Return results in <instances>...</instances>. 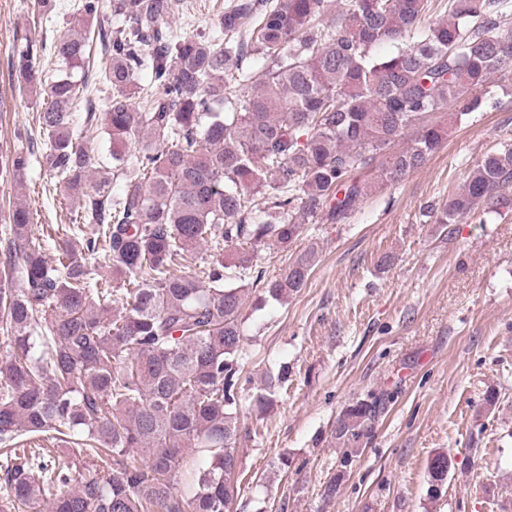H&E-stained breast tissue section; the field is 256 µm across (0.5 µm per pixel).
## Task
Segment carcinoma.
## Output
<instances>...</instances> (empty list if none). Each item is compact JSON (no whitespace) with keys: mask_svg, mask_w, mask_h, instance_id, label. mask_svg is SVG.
I'll use <instances>...</instances> for the list:
<instances>
[{"mask_svg":"<svg viewBox=\"0 0 512 512\" xmlns=\"http://www.w3.org/2000/svg\"><path fill=\"white\" fill-rule=\"evenodd\" d=\"M507 5L448 0V18L425 26L430 0H349L339 12L335 0H234L203 38L173 26L184 0H68V35L21 38L19 88L55 64L38 126L70 218L51 264L30 212L10 217L22 263L19 287L0 279V512H232L253 263L230 244L286 247L310 219L345 221L371 189L359 173L380 157L390 182L423 168L447 137L433 114L512 71ZM383 43L395 50L371 55ZM253 52L269 62L257 79L242 68ZM499 107L476 95L452 119ZM32 155L6 170L23 176ZM511 185L510 142L476 163L437 223L512 209ZM201 250L203 276L175 273ZM315 263L313 250L297 255L264 294L287 302ZM384 402L348 405L336 440L358 443ZM42 440L102 468L75 474ZM450 468L435 455L430 484Z\"/></svg>","mask_w":512,"mask_h":512,"instance_id":"carcinoma-1","label":"carcinoma"}]
</instances>
